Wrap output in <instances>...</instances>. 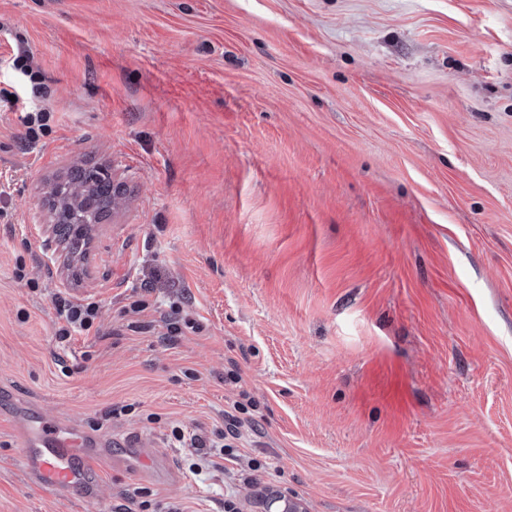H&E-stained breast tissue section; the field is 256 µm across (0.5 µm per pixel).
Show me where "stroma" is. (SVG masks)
Here are the masks:
<instances>
[{
  "label": "stroma",
  "instance_id": "obj_1",
  "mask_svg": "<svg viewBox=\"0 0 512 512\" xmlns=\"http://www.w3.org/2000/svg\"><path fill=\"white\" fill-rule=\"evenodd\" d=\"M21 47L52 117L0 101V512H512V0H0L1 90ZM76 166L124 195L73 276ZM57 295L100 305L63 348ZM238 400L192 471L172 430ZM19 403L112 434L94 501L15 465ZM65 189V192H64ZM83 188L67 182L57 186V183L50 186L48 191V209L46 224L52 236L60 245L61 252L75 253L83 249L85 241H90L92 224H107L112 215V209L104 214L99 220L94 217V213L109 203V198L102 192L91 189L83 200V211L93 216V220L88 224H78L72 218L75 210L74 202ZM72 207L73 211L68 212ZM70 216L67 219V216ZM71 223V224H70ZM67 249H64L67 247ZM72 251V252H70ZM225 421H227V423L224 424V433L221 434L222 438L219 439V441L222 440V443L219 441H212L209 448H220L219 454L230 455L233 451V446L230 443H224V440L238 439V427L240 420L232 412L225 411L224 422Z\"/></svg>",
  "mask_w": 512,
  "mask_h": 512
}]
</instances>
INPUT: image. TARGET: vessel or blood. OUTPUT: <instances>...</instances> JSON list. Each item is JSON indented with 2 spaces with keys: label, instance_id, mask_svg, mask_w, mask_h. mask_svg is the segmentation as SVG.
<instances>
[{
  "label": "vessel or blood",
  "instance_id": "1",
  "mask_svg": "<svg viewBox=\"0 0 512 512\" xmlns=\"http://www.w3.org/2000/svg\"><path fill=\"white\" fill-rule=\"evenodd\" d=\"M12 432L21 448L19 468L37 483L68 493L89 486L100 460L111 457V436L89 438L76 424L14 418Z\"/></svg>",
  "mask_w": 512,
  "mask_h": 512
}]
</instances>
